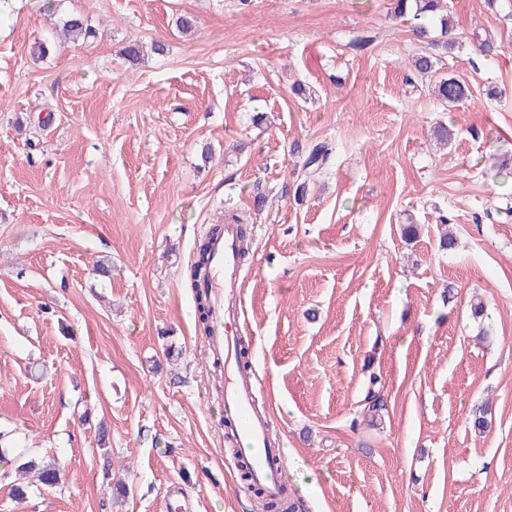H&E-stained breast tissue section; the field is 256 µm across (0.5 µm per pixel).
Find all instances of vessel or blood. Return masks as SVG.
I'll return each mask as SVG.
<instances>
[{
	"instance_id": "vessel-or-blood-1",
	"label": "vessel or blood",
	"mask_w": 512,
	"mask_h": 512,
	"mask_svg": "<svg viewBox=\"0 0 512 512\" xmlns=\"http://www.w3.org/2000/svg\"><path fill=\"white\" fill-rule=\"evenodd\" d=\"M242 230V225L227 223L207 239V272L198 282V290L211 308V329L203 349L208 358L224 365V417L233 426L235 456L251 469L252 483L261 489L263 498L274 502L283 493L284 456L272 435L271 417L258 405L261 383L236 360L246 329L240 315L244 292L239 257Z\"/></svg>"
}]
</instances>
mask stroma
Returning <instances> with one entry per match:
<instances>
[{
  "instance_id": "obj_1",
  "label": "stroma",
  "mask_w": 512,
  "mask_h": 512,
  "mask_svg": "<svg viewBox=\"0 0 512 512\" xmlns=\"http://www.w3.org/2000/svg\"><path fill=\"white\" fill-rule=\"evenodd\" d=\"M446 6L440 72L470 91L451 113L388 0H0V428L64 469L23 501L0 473V512H266L225 450L187 280L209 227L236 218L245 347L299 512H512V0ZM74 13L92 34L54 47ZM363 29L379 38L353 53ZM323 140L335 160L304 178Z\"/></svg>"
}]
</instances>
